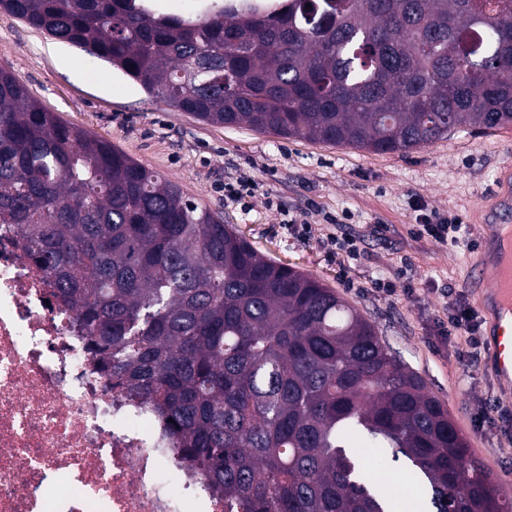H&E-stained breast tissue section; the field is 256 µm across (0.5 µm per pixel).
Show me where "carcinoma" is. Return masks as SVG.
Here are the masks:
<instances>
[{"mask_svg":"<svg viewBox=\"0 0 512 512\" xmlns=\"http://www.w3.org/2000/svg\"><path fill=\"white\" fill-rule=\"evenodd\" d=\"M0 0L159 102L227 127L410 153L512 129L507 0ZM311 8H306V4ZM75 314L112 386L235 512H392L366 440L433 512H512L448 409L326 284L0 69V226Z\"/></svg>","mask_w":512,"mask_h":512,"instance_id":"1","label":"carcinoma"}]
</instances>
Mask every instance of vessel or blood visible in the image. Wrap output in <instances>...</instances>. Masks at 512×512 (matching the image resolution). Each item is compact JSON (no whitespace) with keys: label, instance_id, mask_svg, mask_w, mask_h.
<instances>
[{"label":"vessel or blood","instance_id":"1","mask_svg":"<svg viewBox=\"0 0 512 512\" xmlns=\"http://www.w3.org/2000/svg\"><path fill=\"white\" fill-rule=\"evenodd\" d=\"M483 222L496 239L495 256L480 255L475 285L481 306L492 322L488 333L491 365L500 380L512 387V165L500 168L488 196Z\"/></svg>","mask_w":512,"mask_h":512}]
</instances>
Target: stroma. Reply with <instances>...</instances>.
<instances>
[{"label": "stroma", "instance_id": "35a3bbf8", "mask_svg": "<svg viewBox=\"0 0 512 512\" xmlns=\"http://www.w3.org/2000/svg\"><path fill=\"white\" fill-rule=\"evenodd\" d=\"M0 67L18 75L43 108L159 172L187 199L235 226L263 256L334 289L447 406L470 456L491 478L512 474V441L499 423L478 420L486 411L512 410V391L499 386L485 359L462 372L435 337L442 289L477 302L470 280L475 253L413 235L419 213H455L471 239H481L477 212L497 171L512 163V129L457 132L408 154H380L209 124L157 102L109 63L2 10ZM243 173L258 182L247 207L224 197L225 182ZM312 205L347 212L339 232L362 238L365 257L352 272L356 287L340 281L318 234L302 231L299 221ZM374 224L385 225L384 237L370 236ZM379 274L412 289V296L391 302L374 295L368 282Z\"/></svg>", "mask_w": 512, "mask_h": 512}]
</instances>
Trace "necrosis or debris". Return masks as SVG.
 <instances>
[{"instance_id": "1", "label": "necrosis or debris", "mask_w": 512, "mask_h": 512, "mask_svg": "<svg viewBox=\"0 0 512 512\" xmlns=\"http://www.w3.org/2000/svg\"><path fill=\"white\" fill-rule=\"evenodd\" d=\"M0 228V512H227Z\"/></svg>"}]
</instances>
